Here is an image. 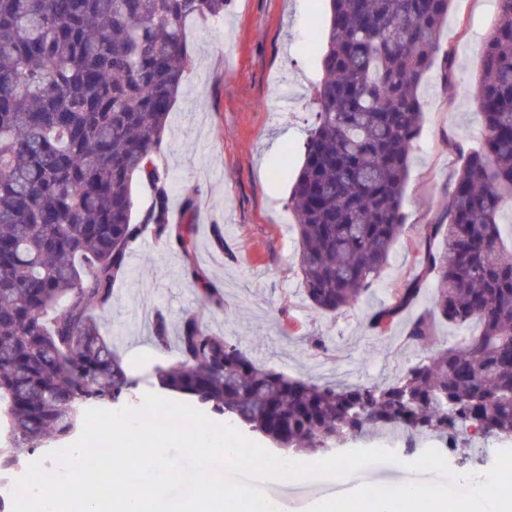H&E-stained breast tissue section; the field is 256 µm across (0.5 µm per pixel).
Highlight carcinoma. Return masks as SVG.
I'll list each match as a JSON object with an SVG mask.
<instances>
[{
    "mask_svg": "<svg viewBox=\"0 0 512 512\" xmlns=\"http://www.w3.org/2000/svg\"><path fill=\"white\" fill-rule=\"evenodd\" d=\"M227 0H0V481L24 456L81 433L84 413L119 402L137 378L99 331L130 247L145 232L176 246L201 312L176 331L178 361L152 386L265 438L286 458L326 453L379 431L455 447L459 432L512 440V248L500 229L512 200V0L482 46L474 91L480 148L423 228L419 265L368 325L382 332L439 283L407 326L415 347L436 321L477 325L384 384L288 377L212 333L202 313L224 293L192 257V228L169 223L155 164L182 85L189 18L219 19ZM315 121L288 197L305 297L342 311L370 287L404 225L403 191L422 125L419 87L448 82L440 32L452 0H328ZM153 188L133 217L132 184ZM170 346L164 316L151 321Z\"/></svg>",
    "mask_w": 512,
    "mask_h": 512,
    "instance_id": "cac0c4a2",
    "label": "carcinoma"
}]
</instances>
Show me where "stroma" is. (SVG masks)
<instances>
[{"label":"stroma","instance_id":"1","mask_svg":"<svg viewBox=\"0 0 512 512\" xmlns=\"http://www.w3.org/2000/svg\"><path fill=\"white\" fill-rule=\"evenodd\" d=\"M326 0H229L223 28L203 19L186 23L190 59L183 88L169 115L156 162L168 175L173 222L192 220V245L204 275L224 291V308L207 314L208 328L253 359L314 383H384L425 355L409 345L405 327L430 306L408 310L385 332L367 317L388 303L419 263L424 224L445 199L462 165L449 139L476 147L483 139L473 88L481 73V46L497 18L496 0H453L440 38L454 58V77L441 84L429 73L420 138L403 195V233L369 292L338 313H318L305 298L298 266L299 241L285 219L288 196L314 121L313 92L321 78L320 36ZM197 208L186 217L183 199ZM223 245H216V234ZM135 261L99 311L100 331L111 339L139 379L129 402L141 409L156 365L173 362L176 348L160 352L143 307L162 312L170 329L199 310L200 295L184 272L180 251L151 235L131 247ZM436 471L377 463L333 479L270 484L268 496L288 500L293 512L367 484L439 482Z\"/></svg>","mask_w":512,"mask_h":512}]
</instances>
